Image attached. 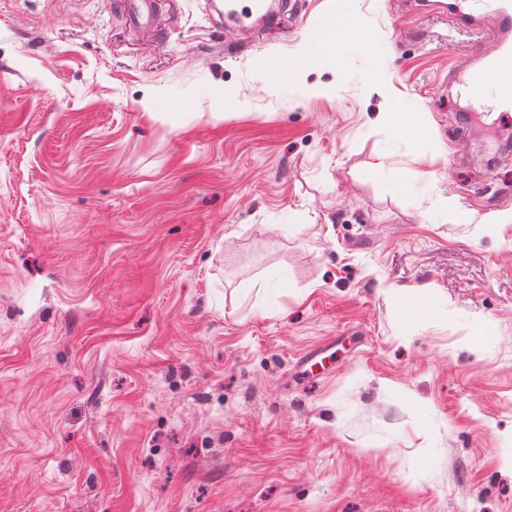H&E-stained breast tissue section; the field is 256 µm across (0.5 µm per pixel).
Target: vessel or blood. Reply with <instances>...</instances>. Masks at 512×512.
I'll return each mask as SVG.
<instances>
[{
	"instance_id": "1",
	"label": "vessel or blood",
	"mask_w": 512,
	"mask_h": 512,
	"mask_svg": "<svg viewBox=\"0 0 512 512\" xmlns=\"http://www.w3.org/2000/svg\"><path fill=\"white\" fill-rule=\"evenodd\" d=\"M219 21L230 28L249 29L259 24L277 27L273 9L257 13L255 7L238 6L236 0H210ZM113 9L130 28L149 33L158 15L157 0H114ZM439 13L447 23L467 29L491 24L490 47L474 46L468 58L449 72V83L458 85L474 117L497 116L512 121V0H444Z\"/></svg>"
}]
</instances>
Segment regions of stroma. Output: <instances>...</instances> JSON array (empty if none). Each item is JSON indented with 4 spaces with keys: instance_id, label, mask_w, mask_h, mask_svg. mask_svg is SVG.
Here are the masks:
<instances>
[{
    "instance_id": "obj_1",
    "label": "stroma",
    "mask_w": 512,
    "mask_h": 512,
    "mask_svg": "<svg viewBox=\"0 0 512 512\" xmlns=\"http://www.w3.org/2000/svg\"><path fill=\"white\" fill-rule=\"evenodd\" d=\"M205 3L0 0V512H512V125L448 84L482 34ZM112 8L126 19L130 28L144 33L153 31L157 0H116ZM213 11L218 15L221 25L230 28L250 29L256 25H262L267 28H276L279 25V17L273 9L267 8L263 14L251 21L255 12L261 7L262 1H253L252 6H244L239 8L236 0L229 1L225 4L222 0L208 1Z\"/></svg>"
}]
</instances>
